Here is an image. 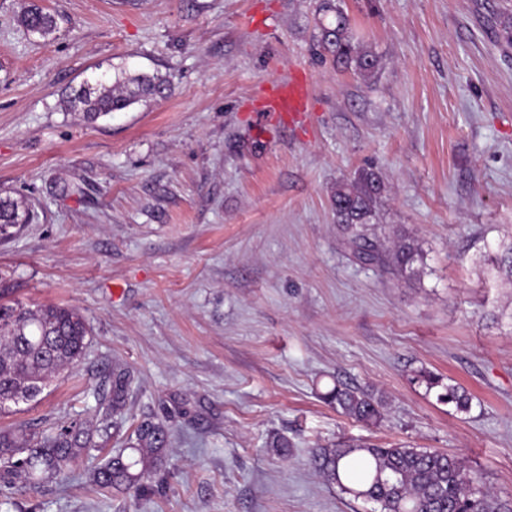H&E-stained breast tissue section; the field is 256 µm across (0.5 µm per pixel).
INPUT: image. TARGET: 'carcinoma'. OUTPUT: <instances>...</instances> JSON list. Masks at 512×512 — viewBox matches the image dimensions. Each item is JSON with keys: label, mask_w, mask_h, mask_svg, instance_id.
Wrapping results in <instances>:
<instances>
[{"label": "carcinoma", "mask_w": 512, "mask_h": 512, "mask_svg": "<svg viewBox=\"0 0 512 512\" xmlns=\"http://www.w3.org/2000/svg\"><path fill=\"white\" fill-rule=\"evenodd\" d=\"M320 10L335 14V24L321 25L318 47L338 65L370 76L377 60L355 44L342 7L323 0ZM27 29L50 34L56 20L36 6L22 16ZM164 90V82L146 74L123 73L115 82L84 81L67 98V105L90 118L109 115ZM383 192L381 177L372 170L336 186L331 209L340 224H369L374 205ZM35 212L21 202L0 197V240L14 229L31 224ZM355 258L370 265L405 271L419 260L413 242L399 240L390 247L364 234L351 238ZM90 326L74 309L58 305L30 308L21 302L0 303V413L37 400L44 389L84 355ZM413 380L426 391L440 389L437 401L467 412L472 397L462 387L443 383L439 375L420 369ZM131 393V374L112 369L110 389L98 400L95 416L102 424L125 413ZM327 398L345 416L364 423L380 420L383 401L360 388L337 386ZM170 429L162 421L145 418L126 442L129 453L119 452L94 470L93 485L103 491L149 490L148 481L161 470ZM104 435L85 422H72L50 431L0 432V502L11 503L14 480L31 489L68 470L93 448H102ZM311 463L330 484L355 499L375 504L380 512H512V499L493 492L482 473L461 457L408 445L379 447L361 442H342L330 448H314Z\"/></svg>", "instance_id": "1"}]
</instances>
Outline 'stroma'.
Segmentation results:
<instances>
[{
    "label": "stroma",
    "instance_id": "35a3bbf8",
    "mask_svg": "<svg viewBox=\"0 0 512 512\" xmlns=\"http://www.w3.org/2000/svg\"><path fill=\"white\" fill-rule=\"evenodd\" d=\"M38 5L44 37L21 21ZM320 0H0V196L38 214L0 242V295L77 310L84 357L0 429L91 420L113 365L127 418L105 451L0 512H370L312 448L405 443L465 458L512 495V0H341L378 66L317 54ZM164 95L87 120L66 96L121 72ZM306 81L312 117L257 121L263 89ZM363 169L385 192L367 233L415 239L421 273L358 261L330 198ZM427 369L469 412L415 384ZM384 402L374 424L324 398ZM172 429L158 492L91 472L133 421ZM287 437L280 455L273 436ZM22 21L28 30L40 36L49 35L56 27L55 18L34 5L24 12ZM412 380L425 384L427 393L432 389L441 388L437 394V401L453 404L458 412H468L471 408L472 397L465 389L454 384H444L442 377L427 369L416 371Z\"/></svg>",
    "mask_w": 512,
    "mask_h": 512
}]
</instances>
